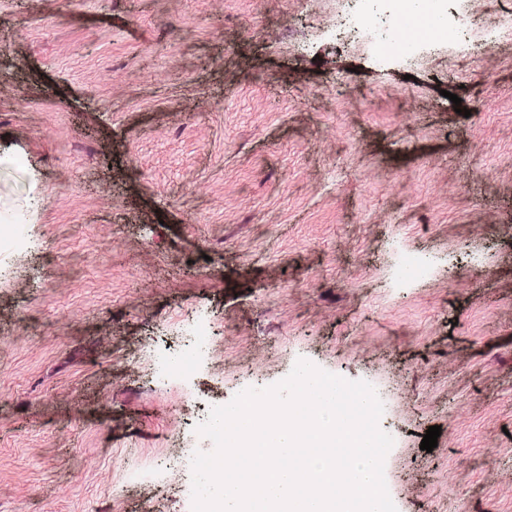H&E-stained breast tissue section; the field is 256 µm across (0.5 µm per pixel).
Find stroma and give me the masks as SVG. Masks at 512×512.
Instances as JSON below:
<instances>
[{"label":"stroma","mask_w":512,"mask_h":512,"mask_svg":"<svg viewBox=\"0 0 512 512\" xmlns=\"http://www.w3.org/2000/svg\"><path fill=\"white\" fill-rule=\"evenodd\" d=\"M360 6L0 0V512H192L300 358L375 388L397 512H512V0L403 57ZM186 331L185 348L176 355L177 371L181 375L189 374L195 370L199 358L200 345L204 337L207 336L205 324L202 320L189 323Z\"/></svg>","instance_id":"obj_1"}]
</instances>
